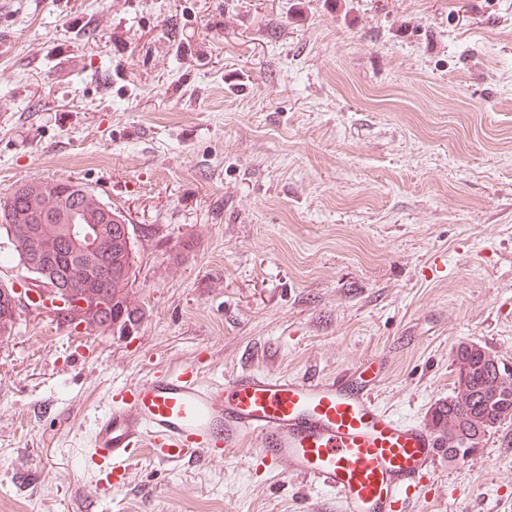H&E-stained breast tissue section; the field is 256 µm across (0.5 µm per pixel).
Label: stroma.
<instances>
[{"label": "stroma", "instance_id": "1", "mask_svg": "<svg viewBox=\"0 0 512 512\" xmlns=\"http://www.w3.org/2000/svg\"><path fill=\"white\" fill-rule=\"evenodd\" d=\"M76 180L130 220L132 329L22 306L0 341V512H337L285 470L167 468L108 500L92 425L112 387L381 360L430 424L453 349L512 366V0H0V196ZM28 451L39 494L11 463ZM411 512H512V420L439 460Z\"/></svg>", "mask_w": 512, "mask_h": 512}]
</instances>
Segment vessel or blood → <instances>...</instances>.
Segmentation results:
<instances>
[{
    "label": "vessel or blood",
    "mask_w": 512,
    "mask_h": 512,
    "mask_svg": "<svg viewBox=\"0 0 512 512\" xmlns=\"http://www.w3.org/2000/svg\"><path fill=\"white\" fill-rule=\"evenodd\" d=\"M379 373L374 358L331 376L216 377L193 359L147 373L114 388L94 421L96 494L126 485L142 451L160 463L220 462L251 438L255 466L286 468L334 494L340 512H409L448 448L379 405Z\"/></svg>",
    "instance_id": "b4317fda"
}]
</instances>
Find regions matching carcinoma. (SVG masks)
<instances>
[{
  "label": "carcinoma",
  "mask_w": 512,
  "mask_h": 512,
  "mask_svg": "<svg viewBox=\"0 0 512 512\" xmlns=\"http://www.w3.org/2000/svg\"><path fill=\"white\" fill-rule=\"evenodd\" d=\"M99 198L86 185L69 180L38 181L21 184L0 197V236L13 235V251L30 278L56 288L54 298L74 290L80 274H85L83 290L95 292L99 301H89L80 309L79 322L101 331L112 330L118 319L134 323L137 309L127 301L128 268L134 263L129 224L117 210L99 207ZM92 224L100 248L86 249L70 236V224ZM43 238L51 246L40 253L26 251L28 237ZM19 303L13 289L0 284V334L9 337ZM457 381L467 379L473 397L464 402L449 396L442 403L445 421L443 435L453 445L456 435L464 431H481L487 435L512 417V385L500 393L496 406H488L486 397L491 380L476 352L455 354Z\"/></svg>",
  "instance_id": "cac0c4a2"
}]
</instances>
